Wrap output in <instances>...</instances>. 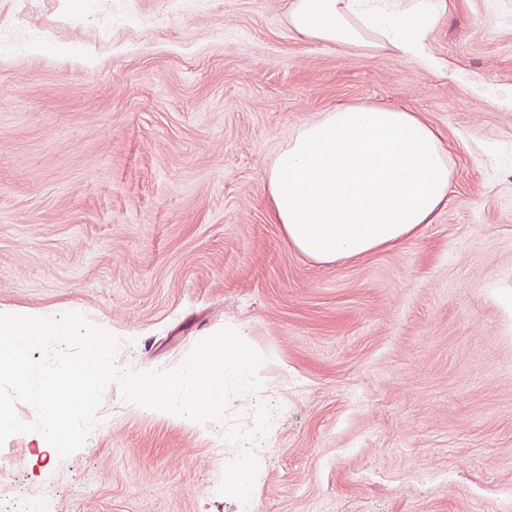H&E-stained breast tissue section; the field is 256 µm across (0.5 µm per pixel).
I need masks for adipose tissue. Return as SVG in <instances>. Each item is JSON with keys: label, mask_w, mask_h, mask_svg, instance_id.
Wrapping results in <instances>:
<instances>
[{"label": "adipose tissue", "mask_w": 512, "mask_h": 512, "mask_svg": "<svg viewBox=\"0 0 512 512\" xmlns=\"http://www.w3.org/2000/svg\"><path fill=\"white\" fill-rule=\"evenodd\" d=\"M445 0H291L290 31L337 52L393 48L425 65ZM440 132L413 112L346 105L302 123L264 183L271 218L307 259L334 263L397 246L448 204Z\"/></svg>", "instance_id": "obj_1"}]
</instances>
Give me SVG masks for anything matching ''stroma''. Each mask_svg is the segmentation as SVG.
Masks as SVG:
<instances>
[{
	"label": "stroma",
	"mask_w": 512,
	"mask_h": 512,
	"mask_svg": "<svg viewBox=\"0 0 512 512\" xmlns=\"http://www.w3.org/2000/svg\"><path fill=\"white\" fill-rule=\"evenodd\" d=\"M289 0H0V314L78 312L116 362L177 367L239 324L275 357L249 505L224 428L109 384L67 458L0 446V512H512V0H446L418 67L288 30ZM442 133L448 205L407 242L318 264L264 173L340 105Z\"/></svg>",
	"instance_id": "35a3bbf8"
}]
</instances>
